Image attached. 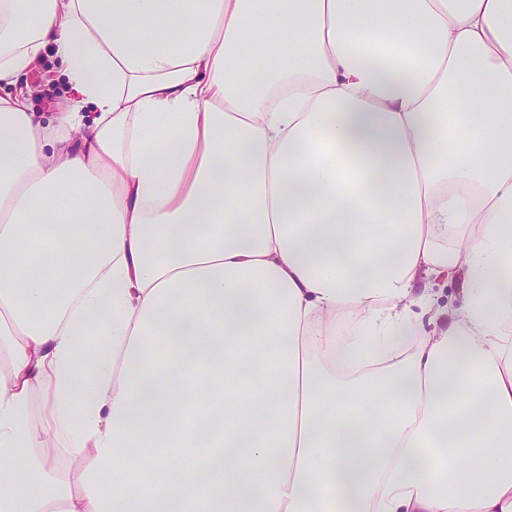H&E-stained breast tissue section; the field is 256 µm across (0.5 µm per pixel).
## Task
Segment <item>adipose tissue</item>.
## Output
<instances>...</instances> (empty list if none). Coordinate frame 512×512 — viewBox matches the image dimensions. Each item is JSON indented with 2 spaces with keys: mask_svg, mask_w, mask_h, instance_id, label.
<instances>
[{
  "mask_svg": "<svg viewBox=\"0 0 512 512\" xmlns=\"http://www.w3.org/2000/svg\"><path fill=\"white\" fill-rule=\"evenodd\" d=\"M50 46L0 512H512V0H0V85ZM28 84L29 100L33 112H44L46 118L51 112H58L73 97L67 78L63 75L53 49L48 48L42 61L30 74L23 77L19 86ZM416 288H418V292H421L423 288H431L429 291L435 304L444 308L446 311L448 310V312L460 304V280L445 283L440 280H435L432 276H424L421 278Z\"/></svg>",
  "mask_w": 512,
  "mask_h": 512,
  "instance_id": "1",
  "label": "adipose tissue"
}]
</instances>
